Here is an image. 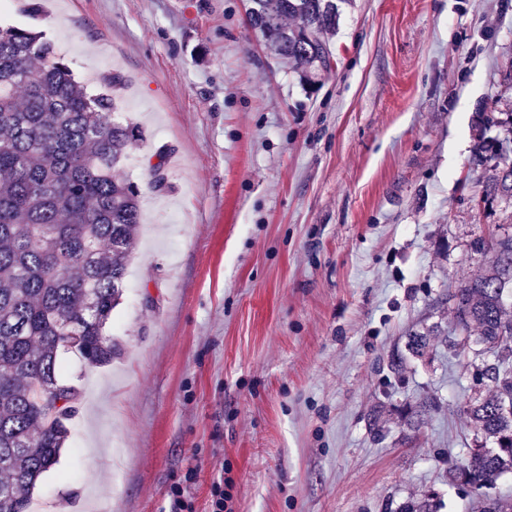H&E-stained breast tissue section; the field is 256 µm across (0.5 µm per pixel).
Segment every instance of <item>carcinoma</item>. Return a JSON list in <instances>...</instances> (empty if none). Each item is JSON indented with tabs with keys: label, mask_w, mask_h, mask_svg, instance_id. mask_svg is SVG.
<instances>
[{
	"label": "carcinoma",
	"mask_w": 512,
	"mask_h": 512,
	"mask_svg": "<svg viewBox=\"0 0 512 512\" xmlns=\"http://www.w3.org/2000/svg\"><path fill=\"white\" fill-rule=\"evenodd\" d=\"M251 28L270 52L311 84L331 69L326 37L336 30V0H254ZM106 93L78 83L65 55L26 28L0 26V512H28L30 495L58 460L77 389L62 381L61 356L90 365L112 361L104 334L125 285L137 224L138 187L118 175L139 136L116 117ZM504 142L481 140L471 164L503 157L485 184L512 199V159ZM487 274L448 290L453 327L444 339L456 358L482 346L461 407L481 444L448 469V482L471 492L479 512H512L491 495L512 473V232L477 238ZM441 331H411L406 352L391 354L387 378L401 380L407 357L422 358ZM68 403L58 406L60 397ZM439 404L429 396L414 430ZM492 441L494 447L484 445Z\"/></svg>",
	"instance_id": "obj_1"
}]
</instances>
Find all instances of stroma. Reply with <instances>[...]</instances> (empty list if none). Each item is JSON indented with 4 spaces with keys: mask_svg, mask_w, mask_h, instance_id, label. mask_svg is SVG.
Here are the masks:
<instances>
[{
    "mask_svg": "<svg viewBox=\"0 0 512 512\" xmlns=\"http://www.w3.org/2000/svg\"><path fill=\"white\" fill-rule=\"evenodd\" d=\"M12 0L9 24L71 42L76 80L119 72L142 195L111 363L71 355L83 397L33 495L61 512H398L448 483L474 431L476 361L383 362L484 273L470 242L512 224L473 170L482 111L512 112V0H336L317 87L269 55L247 0ZM165 152L168 188L151 190ZM440 407L407 433V407Z\"/></svg>",
    "mask_w": 512,
    "mask_h": 512,
    "instance_id": "35a3bbf8",
    "label": "stroma"
}]
</instances>
